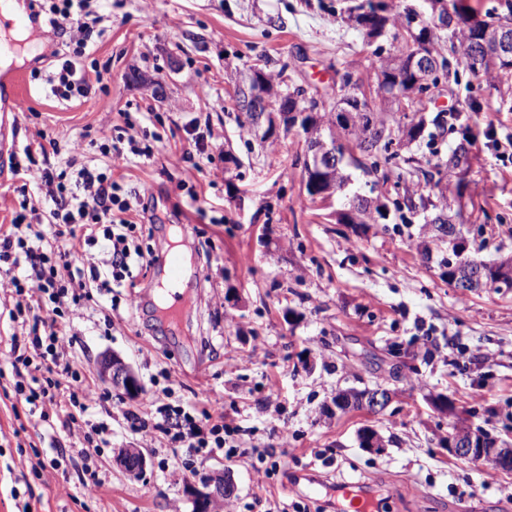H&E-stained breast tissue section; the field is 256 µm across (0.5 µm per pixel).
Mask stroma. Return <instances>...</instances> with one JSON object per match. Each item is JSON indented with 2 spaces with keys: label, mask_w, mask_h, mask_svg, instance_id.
Wrapping results in <instances>:
<instances>
[{
  "label": "stroma",
  "mask_w": 512,
  "mask_h": 512,
  "mask_svg": "<svg viewBox=\"0 0 512 512\" xmlns=\"http://www.w3.org/2000/svg\"><path fill=\"white\" fill-rule=\"evenodd\" d=\"M336 0H109L84 66L109 65L104 90L66 102L48 77L70 55L69 34L41 24L26 50V111L10 118L0 146V225L9 226L24 196L30 224L53 206L38 172L12 173V158L40 134L56 138L54 173L74 184L80 167L111 173L126 196L140 184L152 195V217L137 242L158 249L165 225L179 224L204 271L195 285L185 345L138 305L153 279L133 266V287L91 290L61 322L77 332L82 380L106 402L88 416L106 424L109 442L90 461L83 435L63 427L65 413L29 414L25 403L0 398V512H192L185 489L212 470L231 471L235 495L224 512H273L305 505L336 512L339 483L387 490L384 512H512V471L449 454L455 417L512 443V290L461 292L441 279L436 259L417 248L422 220L393 217L364 235L336 221L351 196L373 198V179L354 165L344 196L325 202L304 194L305 143L292 132L266 141L243 135L232 100L249 69L266 61L289 87L322 92L350 72L369 85L377 61L353 24L336 15ZM478 107L464 191L467 223L482 226L472 253L487 262L512 257V77L473 80L471 88L440 85L429 109ZM208 126L204 153L185 148L191 123ZM150 146V157L102 153L100 128ZM86 152L72 165L69 142ZM112 352L140 381L138 397L104 382L97 359ZM383 384L397 396L384 414L337 413V389ZM143 409L147 430L125 413ZM445 396L456 416L432 400ZM224 411V448L186 452L157 430L161 409L199 415L206 401ZM372 427L386 447L362 448ZM121 448L146 449L139 477L112 462ZM282 458L271 470L269 456ZM62 457L57 474L37 478L35 458ZM103 487L83 492V467ZM267 498H255L258 485Z\"/></svg>",
  "instance_id": "stroma-1"
}]
</instances>
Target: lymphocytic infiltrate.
Instances as JSON below:
<instances>
[{
    "instance_id": "obj_1",
    "label": "lymphocytic infiltrate",
    "mask_w": 512,
    "mask_h": 512,
    "mask_svg": "<svg viewBox=\"0 0 512 512\" xmlns=\"http://www.w3.org/2000/svg\"><path fill=\"white\" fill-rule=\"evenodd\" d=\"M87 0H51L49 22L58 30L76 32L71 58L65 59L53 80V91L63 100L81 99L95 94L102 83L98 69H85L79 63L94 35V27L80 19ZM40 178L54 207L48 221L55 226V237H66V249L45 246L43 231L29 230L20 235L24 214H17L7 230H0V265L9 270L8 291L15 303L9 311L11 322L21 325L11 334L13 378L10 389L14 397L23 399L32 409L65 406V425L71 429L92 427L95 434H104L101 426L91 425L87 400L93 397L92 386L76 388L78 373L70 350L77 334L61 327L63 306H80L90 289L108 290L121 285L131 264H142L144 252L131 250L129 237L140 224L137 207L147 190L139 188L133 200L119 198L117 184L111 175L84 168L79 172L76 188L59 181L51 167L40 170ZM104 240L106 259L103 266L81 269L73 262L80 247ZM23 275H16V268ZM201 424L185 423L179 417L166 416L161 432L172 433L186 450L215 445L223 449L224 419L202 410Z\"/></svg>"
}]
</instances>
